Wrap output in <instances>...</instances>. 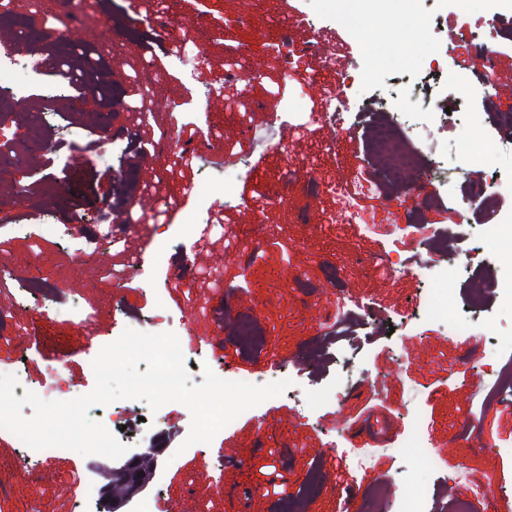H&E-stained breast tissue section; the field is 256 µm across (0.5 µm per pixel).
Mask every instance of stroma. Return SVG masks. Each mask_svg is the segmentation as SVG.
<instances>
[{"instance_id": "obj_1", "label": "stroma", "mask_w": 512, "mask_h": 512, "mask_svg": "<svg viewBox=\"0 0 512 512\" xmlns=\"http://www.w3.org/2000/svg\"><path fill=\"white\" fill-rule=\"evenodd\" d=\"M12 2L26 16L25 54L42 64L23 88L0 95V120L10 129L0 150L25 157L15 177L0 179V365L19 362L34 382L60 365L68 380L91 391L100 349L125 328L143 330L160 309L165 331L177 335L194 362L192 383H202L207 368L223 375L214 359L220 346L233 354L231 366L242 378L277 368L292 375L283 394L243 412L211 443L188 449L182 443L191 414L184 405L168 404L169 420L159 430L148 422L149 409L129 412L130 446L162 451L142 495L160 497L166 512H282L287 500L298 501L302 512H367L383 478L405 492L427 488L428 512H445L446 483L462 497L472 480L512 488V458L496 451L512 443V406L486 402L477 375L486 353L496 352L503 364L512 358V307L494 286L512 270L492 259L459 269L448 282L457 307L479 308L490 341L450 335L446 322L408 308L410 294H429L433 281L410 274L386 280L359 265V258L388 251L390 241L334 222L335 193L309 192L311 180L349 185L372 168L371 122L383 101L412 92L452 109L423 165L447 167L453 147L489 138L502 146L492 164L512 173V125L494 119L512 113V40L491 38L486 6L449 25L442 0H421L416 18L425 36L411 40L387 27L348 31L330 0H292L288 12L278 0H256L246 20L238 0H146L149 14L169 13L188 47H201L202 58L191 65L164 38L130 27V0ZM81 12L102 18L97 40L85 41L74 29L71 17ZM299 16L304 25L296 24ZM284 30L300 45L334 41L331 63L317 53L287 57ZM51 45L73 52V74L105 75L122 85L121 105L62 79L48 61ZM487 49L497 60L489 86ZM342 70L364 80L346 106L343 130L330 138L307 115L325 107ZM212 85L223 87V101L208 99ZM271 99L277 112L263 109ZM88 100L90 112L81 107ZM73 127L81 138L69 136ZM104 129L112 144L103 154ZM218 138L231 161L212 150ZM279 142L284 150L277 153ZM468 183L461 177L431 186L422 227L400 247L410 273L436 257L438 237L455 238L464 257L481 225L512 213V197L462 209ZM143 197L153 210L139 206ZM413 205L404 193L356 199L379 224L390 215L411 223ZM84 213L94 221L79 225L75 243L41 239L39 222L69 226ZM133 255L144 261L142 275H103V267L123 269ZM328 266L336 270L330 284ZM28 283L49 292L30 294ZM326 284L353 302L344 323L334 319ZM240 316L262 330L261 349L241 346ZM343 357L353 369L346 395L323 402L319 395L340 378ZM387 368L394 376L379 398L371 384ZM411 406L439 452L426 468L397 446ZM340 416L347 421L341 434L333 430ZM330 444L377 453L369 468L346 464L305 495V479L322 471L321 450ZM20 454L17 437L0 431V512H99L89 489L109 483L111 459L68 450L42 462L29 480L19 475Z\"/></svg>"}]
</instances>
